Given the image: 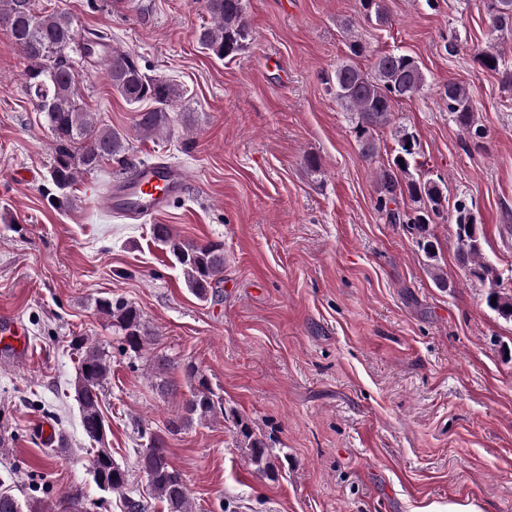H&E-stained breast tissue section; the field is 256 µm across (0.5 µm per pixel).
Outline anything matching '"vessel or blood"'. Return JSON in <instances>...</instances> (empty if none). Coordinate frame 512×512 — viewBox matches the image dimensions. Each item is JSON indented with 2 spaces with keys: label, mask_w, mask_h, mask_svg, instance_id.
<instances>
[{
  "label": "vessel or blood",
  "mask_w": 512,
  "mask_h": 512,
  "mask_svg": "<svg viewBox=\"0 0 512 512\" xmlns=\"http://www.w3.org/2000/svg\"><path fill=\"white\" fill-rule=\"evenodd\" d=\"M187 186V174L181 166L162 161L143 163L105 195L102 206L134 220L150 218L164 211ZM0 345L26 349V331L19 320L0 318Z\"/></svg>",
  "instance_id": "vessel-or-blood-1"
}]
</instances>
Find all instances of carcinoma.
Here are the masks:
<instances>
[{"label":"carcinoma","mask_w":512,"mask_h":512,"mask_svg":"<svg viewBox=\"0 0 512 512\" xmlns=\"http://www.w3.org/2000/svg\"><path fill=\"white\" fill-rule=\"evenodd\" d=\"M202 3L210 23L198 32L200 48L219 60L236 58L253 40L244 0H202ZM359 4L363 18L373 19L379 25L390 22L383 0H359ZM488 23L493 33L512 30V0H489ZM0 28L9 34L29 62L25 70L26 92L36 110L44 114L53 146V161L43 195L62 205L82 176L124 157L126 139L122 133L98 125L95 114L78 103L74 61L70 56L75 45L74 22L66 11L46 14L36 8L35 0H0ZM347 49L348 57L336 63L333 74L325 77L324 82L336 104L350 115L363 156L371 159L378 153L373 131L392 124L395 105L418 92L426 82V75L420 62L407 53H380L371 69L365 70L355 62V58L363 55V46L351 41ZM79 50L84 57L103 66L112 89L132 106L138 134L158 138L173 134L171 112L176 99L183 95L179 85L149 75L133 54L113 47L103 32H93L84 38ZM479 61L488 70L502 71L505 81L512 83V71L502 69L500 55L484 53ZM441 99L451 120L469 136L474 147H483L486 133L477 123L468 88L450 82L443 87ZM394 141L393 158L377 175L376 206L389 223L409 225L419 249L434 261L437 258L435 236L430 225L444 218L445 184L414 176L419 152L412 133L398 126ZM404 197L414 204L408 211L399 207V200ZM453 220L459 261L472 278L489 285L487 306L499 317L512 321V289L502 287L497 268L483 255L484 235L473 206L464 200L457 201ZM153 237L180 266L191 294L201 301L207 300L224 279L223 245L185 240L166 224L153 225ZM94 311L115 328L117 337L112 349L128 359L131 369H136V361L155 344V336L148 330L141 309L123 297L107 294L94 300ZM72 344L78 353L74 400L83 432L94 445L89 460L94 484L103 492L120 494L123 512H148L144 496L127 493L128 471L112 458L107 441L110 425L101 402L105 384L112 376L111 356L105 347L87 336L74 337ZM172 364L170 358L160 355L150 365L153 388L167 399L178 391L168 375ZM186 375L190 394L182 402L181 411L168 419L163 430L149 426L138 429L139 437L146 440L138 464L146 478L148 494L161 502L167 512H194L189 487L173 463L168 435L181 432L196 420L211 421L224 415V407L215 400L208 377L192 365L187 366ZM238 436L255 471L266 478L274 477L277 465L264 441L244 424L240 425ZM83 509L84 496L79 491L53 505L23 502L9 490L0 491V512H83Z\"/></svg>","instance_id":"1"}]
</instances>
